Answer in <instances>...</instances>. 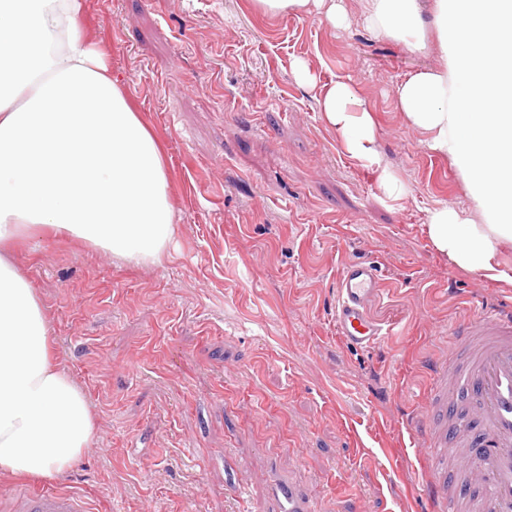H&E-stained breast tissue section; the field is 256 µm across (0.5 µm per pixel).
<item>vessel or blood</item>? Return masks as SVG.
<instances>
[{
  "instance_id": "b4317fda",
  "label": "vessel or blood",
  "mask_w": 512,
  "mask_h": 512,
  "mask_svg": "<svg viewBox=\"0 0 512 512\" xmlns=\"http://www.w3.org/2000/svg\"><path fill=\"white\" fill-rule=\"evenodd\" d=\"M376 283L375 268L362 262L350 263L340 276L336 331L350 344L367 347L381 335L366 313ZM452 334L459 356L455 365L436 366L424 419L436 512H512V311H488ZM450 448L465 451L453 478L440 468ZM13 512H89V505L70 491L24 486ZM266 512H311L307 487L271 469Z\"/></svg>"
}]
</instances>
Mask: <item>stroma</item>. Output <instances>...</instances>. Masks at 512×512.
<instances>
[{"mask_svg":"<svg viewBox=\"0 0 512 512\" xmlns=\"http://www.w3.org/2000/svg\"><path fill=\"white\" fill-rule=\"evenodd\" d=\"M90 31L162 141L177 234L161 262L128 264L44 234L15 260L60 362L98 418L56 488L90 512H265L271 466L296 471L314 512H430L429 464L410 428L427 413L450 326L512 308V284L431 244L439 203L466 207L448 158L406 125L396 85L438 65L317 10L252 0H85ZM348 82L373 112L403 185L388 195L321 111ZM378 271L370 348L336 332L349 263Z\"/></svg>","mask_w":512,"mask_h":512,"instance_id":"stroma-1","label":"stroma"}]
</instances>
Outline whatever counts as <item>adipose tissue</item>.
Wrapping results in <instances>:
<instances>
[{"label": "adipose tissue", "instance_id": "ef3b65f1", "mask_svg": "<svg viewBox=\"0 0 512 512\" xmlns=\"http://www.w3.org/2000/svg\"><path fill=\"white\" fill-rule=\"evenodd\" d=\"M267 16L309 6L334 25L336 0H252ZM85 0H0V476L55 481L90 449L97 416L55 356L45 310L17 266L13 243L49 230L134 264L159 262L174 238L163 145L86 32ZM369 30L425 46L434 27L440 64L398 83V106L426 147L448 157L467 208L431 210L434 248L458 267L512 283V111H494L489 79L512 86V0H365ZM326 122L351 159L382 168L375 123L350 84L324 86Z\"/></svg>", "mask_w": 512, "mask_h": 512}]
</instances>
